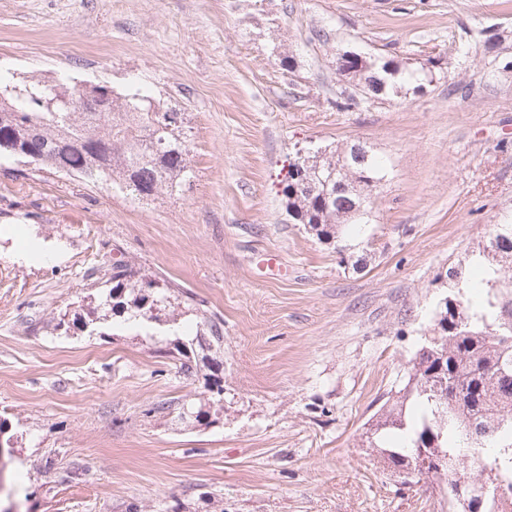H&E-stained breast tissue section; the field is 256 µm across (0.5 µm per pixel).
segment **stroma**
Wrapping results in <instances>:
<instances>
[{"label":"stroma","mask_w":512,"mask_h":512,"mask_svg":"<svg viewBox=\"0 0 512 512\" xmlns=\"http://www.w3.org/2000/svg\"><path fill=\"white\" fill-rule=\"evenodd\" d=\"M341 51L419 82L369 98ZM0 76L140 84L183 112L192 171L138 201L0 156V512H445L366 430L512 224V0H0ZM358 141L388 167L372 221L319 241L278 174ZM116 263L177 291L149 332L91 317ZM203 315L224 395L198 421Z\"/></svg>","instance_id":"1"}]
</instances>
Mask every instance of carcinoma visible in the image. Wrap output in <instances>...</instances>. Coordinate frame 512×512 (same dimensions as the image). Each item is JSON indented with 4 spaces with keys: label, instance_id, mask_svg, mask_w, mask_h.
Masks as SVG:
<instances>
[{
    "label": "carcinoma",
    "instance_id": "obj_1",
    "mask_svg": "<svg viewBox=\"0 0 512 512\" xmlns=\"http://www.w3.org/2000/svg\"><path fill=\"white\" fill-rule=\"evenodd\" d=\"M53 94L40 80L10 82L0 79V152L14 154L28 148L34 163L55 172L79 173L87 178H109L133 199L173 192L190 172V142L183 132L182 113L165 108L146 91L133 86L107 99L94 90L82 103L67 107L46 103ZM383 163L365 148L356 174L378 180ZM286 211L320 241L339 237L342 228L359 232L360 225L341 216L347 199L328 197L322 187L288 181L283 189ZM486 249L512 268V224H496ZM154 291L142 293V284ZM498 287L494 300L475 296L460 301L466 322L456 327L436 312L433 336L409 361L407 380L382 407L370 445L386 455L401 472L426 452L434 461L447 460L442 471L404 475L418 484L432 477L440 490L473 496L472 484L487 469L496 471L503 487L512 489V275L493 276L474 284ZM171 285L136 276L127 264L112 266V288L103 299L113 313H128L124 322L144 329L155 318L154 309L170 302ZM209 347L218 359L224 337L209 326Z\"/></svg>",
    "mask_w": 512,
    "mask_h": 512
}]
</instances>
